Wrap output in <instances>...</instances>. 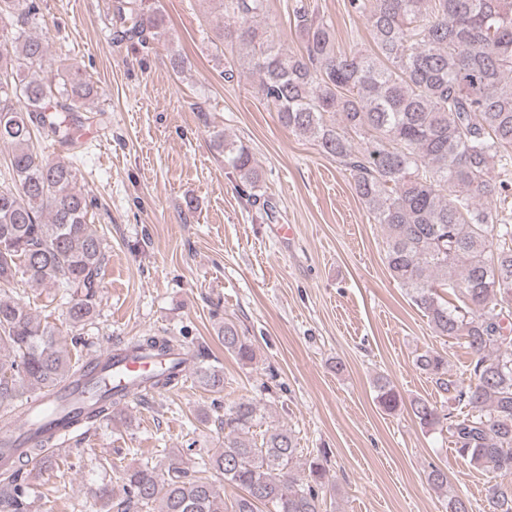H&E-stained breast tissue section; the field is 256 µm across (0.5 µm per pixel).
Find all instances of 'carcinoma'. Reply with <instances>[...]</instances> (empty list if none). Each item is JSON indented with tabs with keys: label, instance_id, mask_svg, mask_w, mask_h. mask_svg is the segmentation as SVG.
<instances>
[{
	"label": "carcinoma",
	"instance_id": "carcinoma-1",
	"mask_svg": "<svg viewBox=\"0 0 512 512\" xmlns=\"http://www.w3.org/2000/svg\"><path fill=\"white\" fill-rule=\"evenodd\" d=\"M221 52L247 50L258 94L292 132L313 139L348 171L357 197L382 226L390 278L434 332L464 340L472 355L469 383L448 374L436 350L415 365L440 394L467 408L451 418L436 402H409L421 428L446 429L458 454L496 474H512V0H349L367 22L372 46L336 49L330 21L304 0L292 9L302 50L290 53L257 26L267 0H216ZM36 0H0V29L14 30L0 50V143L10 146V184L0 180V287L17 275L61 293L73 327L92 324L97 310L103 243L89 223V202L77 168L38 155L35 132L78 143L74 113L94 87L73 65L53 66L45 39L27 33ZM112 20L143 44L168 34L162 11L147 0H113ZM224 163L241 191H256L249 148L218 134ZM450 288L451 303L439 293ZM243 362L252 345L233 320L217 333ZM174 336H141L123 351L168 358L145 391L183 380ZM56 331L20 300L0 298V407L20 403L37 421L33 400L85 373ZM198 383L224 408L221 450L201 455L189 472L173 463L159 477L149 463L127 467L121 489H102L116 512H321L329 484L326 451L300 455L294 435L262 426L251 400L221 404L224 371L199 368ZM388 411L402 402L388 378L376 379ZM240 490L226 501L217 480ZM32 472L19 462L0 481V512H32ZM484 512H512V485L485 488Z\"/></svg>",
	"mask_w": 512,
	"mask_h": 512
}]
</instances>
